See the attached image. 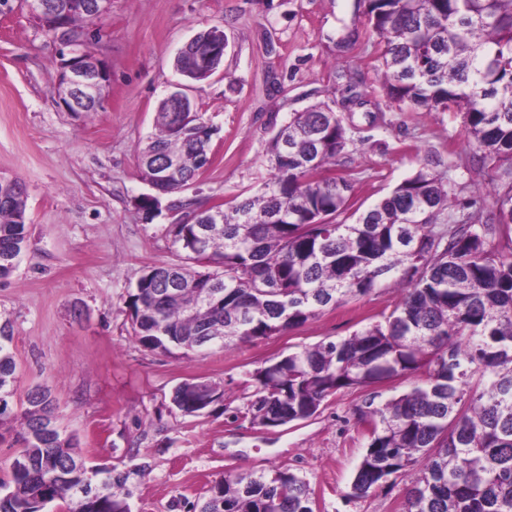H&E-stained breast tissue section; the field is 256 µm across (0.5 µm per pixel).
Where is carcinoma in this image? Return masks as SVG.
Instances as JSON below:
<instances>
[{"mask_svg":"<svg viewBox=\"0 0 512 512\" xmlns=\"http://www.w3.org/2000/svg\"><path fill=\"white\" fill-rule=\"evenodd\" d=\"M383 42V87L413 112H458L465 136L491 166L495 200L484 223L453 208L444 177L419 169L368 208L352 182L329 175L350 142L345 119L325 103L294 112L270 141L273 174L256 193L221 210L179 201L171 225L182 288L165 295V263L147 268L128 296L131 327L151 350L222 349L282 333L364 296L386 278L401 299L381 319L338 340L306 345L256 369L243 417L266 426L305 420L345 389L403 381L399 395L355 409L367 449L351 496L363 498L394 474L408 477L404 512H512V0H368ZM201 115L185 123L160 104L156 133L139 156H174L166 195L206 163ZM27 199L0 205V279L27 250ZM198 277L220 284L206 304ZM11 326L0 325V420L10 413L16 363ZM189 379L173 403L191 415L200 390ZM20 434L27 466L12 474L0 512H127L128 476L75 470L77 441L61 435L50 391L27 399ZM102 486L79 501L77 488ZM310 483L288 469L228 475L199 512H314Z\"/></svg>","mask_w":512,"mask_h":512,"instance_id":"1","label":"carcinoma"}]
</instances>
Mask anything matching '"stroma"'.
<instances>
[{"label":"stroma","instance_id":"35a3bbf8","mask_svg":"<svg viewBox=\"0 0 512 512\" xmlns=\"http://www.w3.org/2000/svg\"><path fill=\"white\" fill-rule=\"evenodd\" d=\"M356 0H112L89 23L85 49L110 80L95 112H71L53 90L59 46L20 0L0 6V177L27 192L30 245L0 279V324L9 323L17 369L10 416L0 421V495L21 448L27 397L49 387L56 422L83 455L129 474L131 512H189L229 474L288 468L305 476L319 512H402L395 474L367 497L350 485L366 451L354 410L368 389L329 397L305 420L274 429L237 418L243 383L274 357L349 336L400 296L381 285L284 333L206 355L144 348L127 299L144 270L173 262V199L226 205L270 175L269 141L289 113L326 102L343 113L350 144L335 173L372 204L419 168L440 173L459 206L482 219L496 191L474 160L456 112H412L389 100L380 39ZM223 29L219 71L189 95L213 127V160L153 219L139 150L155 132L160 101L181 77L174 60L199 31ZM356 73L365 106L347 105ZM216 383L219 400L186 415L172 402L182 381Z\"/></svg>","mask_w":512,"mask_h":512}]
</instances>
